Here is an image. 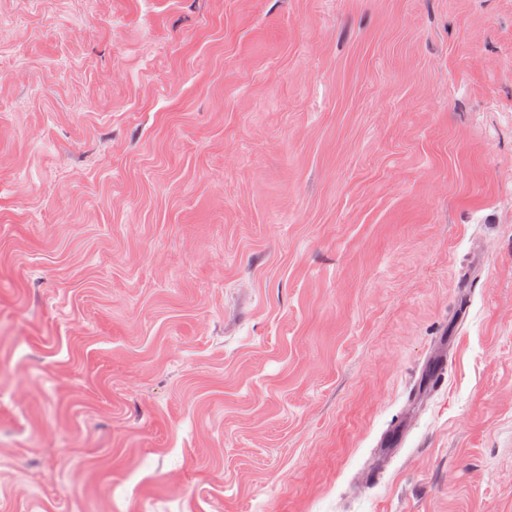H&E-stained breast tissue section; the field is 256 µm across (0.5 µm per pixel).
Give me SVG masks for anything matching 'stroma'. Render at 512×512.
Here are the masks:
<instances>
[{"instance_id":"obj_1","label":"stroma","mask_w":512,"mask_h":512,"mask_svg":"<svg viewBox=\"0 0 512 512\" xmlns=\"http://www.w3.org/2000/svg\"><path fill=\"white\" fill-rule=\"evenodd\" d=\"M0 512H512V0H0Z\"/></svg>"}]
</instances>
